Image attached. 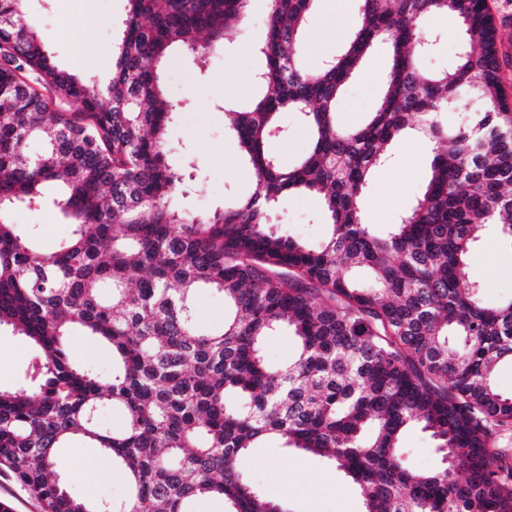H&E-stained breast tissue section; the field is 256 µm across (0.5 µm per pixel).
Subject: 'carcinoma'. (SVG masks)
Instances as JSON below:
<instances>
[{"mask_svg": "<svg viewBox=\"0 0 512 512\" xmlns=\"http://www.w3.org/2000/svg\"><path fill=\"white\" fill-rule=\"evenodd\" d=\"M247 2L129 0L102 92L46 51L25 0H0V328L34 347L22 386L0 389V476L39 512H186L199 498L288 512L239 467L274 436L334 462L363 512H512V465L490 448L493 427L512 424V394L495 382L512 362V299L486 303L468 265L489 224L512 244V107L485 0H358L343 49L313 71L300 49L316 0H270L257 93L224 109L251 192L183 211L168 161L179 104L162 66L177 46L217 51ZM429 15L456 17L462 45L427 76ZM377 44L390 55L382 100L343 126L336 103ZM288 111L309 147L284 163L270 145L290 134ZM455 111L460 124L441 121ZM408 132L432 145L430 177L375 231L361 199ZM49 183L73 232L46 252L13 214L42 204ZM287 194L319 201L321 242L274 222ZM202 289L224 297L212 330L198 326ZM282 328L297 351L275 364L264 341ZM76 334L112 350V377L72 360ZM104 404L123 411L120 429L97 420ZM413 426L436 441L440 468L406 466ZM76 441L112 457L127 501L68 491L59 449Z\"/></svg>", "mask_w": 512, "mask_h": 512, "instance_id": "cac0c4a2", "label": "carcinoma"}]
</instances>
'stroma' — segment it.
Returning a JSON list of instances; mask_svg holds the SVG:
<instances>
[{"instance_id":"35a3bbf8","label":"stroma","mask_w":512,"mask_h":512,"mask_svg":"<svg viewBox=\"0 0 512 512\" xmlns=\"http://www.w3.org/2000/svg\"><path fill=\"white\" fill-rule=\"evenodd\" d=\"M502 33L501 81L512 100V0H487ZM26 9L37 24L45 49L59 63L85 79L104 82L112 70V50L129 11L128 0H26ZM267 0H251L248 17L225 41L223 48L200 60L183 50L174 51L165 66L170 96L179 103L172 131L174 149L169 161L184 173V187L177 204L189 211L222 207L229 195L249 194L253 174L242 161L236 142L224 133V105L244 107L256 94L253 76L264 64L260 49L265 40ZM332 15L315 11L302 39L301 52L309 69L336 55L343 42L331 39ZM428 29L440 31L434 50L422 61L426 72L451 64L461 46L457 22L452 18L427 19ZM385 47H375L362 69L346 86L337 105L341 125L360 124L376 106L387 67ZM387 163L375 169L371 187L362 200L366 223L380 230L397 223L424 185L430 148L406 135L390 147ZM277 223L287 234L310 243L328 231L318 202L309 196L285 197L275 210ZM14 221L32 233L44 249L68 239L73 227L53 201L37 207H18ZM484 241L469 257L472 273L480 281L488 302L512 299V245L486 228ZM75 363L100 377L112 374L110 349L87 336L69 339ZM33 355L27 341L0 331V389L19 387ZM403 458L410 469H436L441 456L427 433L410 430L402 439ZM63 477L70 489L88 502L122 501L128 494L124 474L99 449L76 444L61 449ZM240 465L257 485L274 493L288 512H362V499L335 467L323 459L285 448L270 441L252 449Z\"/></svg>"}]
</instances>
